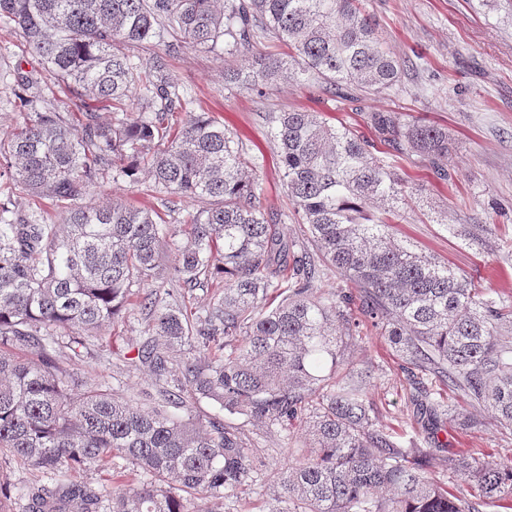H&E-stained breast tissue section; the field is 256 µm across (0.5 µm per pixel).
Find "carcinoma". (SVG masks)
I'll list each match as a JSON object with an SVG mask.
<instances>
[{
	"mask_svg": "<svg viewBox=\"0 0 512 512\" xmlns=\"http://www.w3.org/2000/svg\"><path fill=\"white\" fill-rule=\"evenodd\" d=\"M0 23L20 32L42 71L16 66L28 121L0 138V175L31 197L65 204L66 231L36 213L0 204V453L38 470L12 497L0 483V512H207L257 482L259 512H484L512 502V464L479 453H448V471L470 488L448 492L430 471L436 442L405 448L376 421L363 376L337 371L361 327L377 329L410 382L413 422L428 430L490 423L512 435V295L480 290L466 274L395 237L392 217L408 185L384 145L426 158L447 181L448 132L396 112L370 111L369 139L328 124L318 112L265 113L281 176L303 237L288 215L261 200L256 159L224 123L195 112L166 62L189 46L239 58L224 82L263 97L290 73L322 92L367 97L417 70L391 55L362 0H0ZM258 42L282 57H248ZM67 90L81 113L44 106L42 76ZM108 102L104 123L86 108ZM133 103L141 118L119 114ZM187 119L176 122L175 114ZM153 191L209 201L183 224L152 208L76 205L102 175ZM176 248L171 279L193 290L224 281L202 313L168 291L138 298L147 338L134 367L153 374L149 406L87 385L61 350L80 355L103 323L131 304L132 287L156 277L163 245ZM337 286L320 290L322 269ZM167 347L196 354L171 366ZM448 389L471 411L443 397ZM214 402L227 419L193 405ZM303 427L308 447L269 475L246 432ZM137 482L107 492L72 474L107 460Z\"/></svg>",
	"mask_w": 512,
	"mask_h": 512,
	"instance_id": "obj_1",
	"label": "carcinoma"
}]
</instances>
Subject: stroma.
<instances>
[{
  "label": "stroma",
  "mask_w": 512,
  "mask_h": 512,
  "mask_svg": "<svg viewBox=\"0 0 512 512\" xmlns=\"http://www.w3.org/2000/svg\"><path fill=\"white\" fill-rule=\"evenodd\" d=\"M382 31L385 48L399 58L419 52L416 73L392 89L364 100V112L344 97L312 85L278 81L264 97L224 85L223 58L186 49L167 56V77L224 122V127L259 158L258 184L267 202L289 210L279 160L263 114L305 108L329 124L365 130V111L393 110L448 133V171L440 183L418 156L397 157L400 174L419 186L395 218L398 239L464 271L480 287L512 292V0H364ZM148 179L137 185L111 176L98 178L86 202L120 201L137 206L147 199ZM486 225L482 244L464 234ZM145 321L130 309L117 323H105L70 367L86 383H108L133 396L153 391L147 369H127L120 359L142 338ZM351 370L366 373L378 408L377 422L406 443L414 437L405 402L407 383L399 361L375 330H365L351 348ZM449 447L481 448L494 460L512 461V436L493 425L460 432L453 426L434 433Z\"/></svg>",
  "instance_id": "1"
}]
</instances>
